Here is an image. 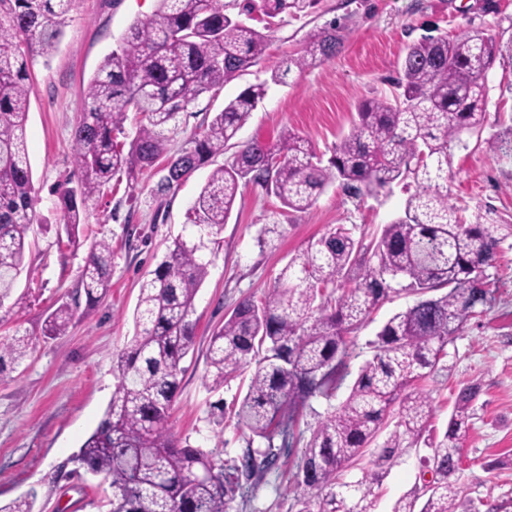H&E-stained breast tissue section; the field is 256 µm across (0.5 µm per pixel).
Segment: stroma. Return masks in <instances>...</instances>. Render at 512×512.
<instances>
[{"mask_svg": "<svg viewBox=\"0 0 512 512\" xmlns=\"http://www.w3.org/2000/svg\"><path fill=\"white\" fill-rule=\"evenodd\" d=\"M481 2L318 0L308 15L287 16L272 25L266 60L180 113L169 134V150L181 151L215 112L248 86L264 82L266 96L239 130L238 141H273L290 128L320 157L329 158L337 138L349 132L357 103L392 94L407 45L427 31L482 32L503 43L512 41V0H494L492 12L482 11ZM157 9L158 0H72L57 53L28 62L26 132L35 219L15 288L26 302L0 324V336L26 331L32 349L21 364L0 371L1 505L33 490L36 512H109L111 488L100 476L76 470L73 458L99 424L115 389L113 366L134 334L140 284L173 239L186 234L187 210L210 167L163 197L153 193L161 177L155 168L134 186L112 181L89 202L73 242L60 227L55 190L64 182L78 186L81 179L72 130L90 79L128 27ZM337 18L347 21L340 52L322 65L291 72L285 83H272L273 65L300 52L310 31ZM486 84L485 127L479 134H463L462 145L455 147L448 195L466 215L487 210L495 223L512 224V56L496 59ZM493 135L502 148L491 153L484 141ZM240 192L195 298L194 348L182 362L169 419L170 432L181 445L219 451L228 468L238 465L247 449L265 442L237 426L234 417L247 375L214 392L204 384L205 349L213 330L241 298H261L289 259L330 226L363 224L380 232L403 212L408 197L404 186L395 184L358 206L331 186L309 210L284 217L279 202L261 188L245 185ZM101 240L112 246L110 292L93 310H78L64 335L43 336L47 315L73 298L85 259ZM486 289L487 304L464 323L423 383L433 399L431 426L439 432L446 428L459 390L472 382L481 385L455 475L457 512H512V245L503 244L496 266L488 268ZM415 300L402 292L371 313L357 333L350 372L372 357L370 343L383 324ZM304 449V443H297L277 467L241 480L229 512H298L303 491L291 477ZM430 453L424 442L405 449L382 480L376 512H392L399 498L420 485L422 461Z\"/></svg>", "mask_w": 512, "mask_h": 512, "instance_id": "obj_1", "label": "stroma"}]
</instances>
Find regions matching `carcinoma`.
I'll return each mask as SVG.
<instances>
[{"label":"carcinoma","mask_w":512,"mask_h":512,"mask_svg":"<svg viewBox=\"0 0 512 512\" xmlns=\"http://www.w3.org/2000/svg\"><path fill=\"white\" fill-rule=\"evenodd\" d=\"M72 0H0V308L20 275L34 220L35 189L26 146L28 58L58 50ZM315 0H160L157 13L133 23L120 49L91 78L73 127L77 188L58 187L64 229L78 234L83 210L113 177L134 186L162 158L156 193L176 189L236 137L263 100L266 84L243 90L194 134L179 154H168L165 130L201 94L236 78L267 56V31L281 15L307 14ZM267 19L258 30L241 16ZM345 24L333 20L311 31L303 50L272 70L283 82L336 56ZM500 43L479 33L423 35L408 45L393 98L371 97L355 107L351 131L327 164L287 129L274 143L240 145L232 161L213 169L189 209V232L177 237L140 288L135 334L117 357L118 382L97 428L73 462L103 477L112 489L109 512H227L239 476L278 465L306 402L331 400L348 375L353 335L391 295H421L394 314L372 343L342 404L312 430L298 466L305 486L299 512H375L385 471L403 449L417 444L433 414L419 388L463 324L486 302L473 279L494 266L512 224L485 215L467 223L448 199L452 151L465 132H481L486 118V74ZM134 118L130 141L118 140ZM411 181L403 214L378 238L357 225L327 229L280 271L256 300L241 299L213 332L206 387L218 390L251 368L235 416L237 425L267 441L247 449L241 465L225 469L215 453L182 446L168 420L194 343L195 297L216 257L217 236L239 189L249 183L278 199L282 214L310 209L330 185L360 200L394 182ZM112 286V246L89 251L77 287L87 306ZM448 292L435 296L433 292ZM80 302L63 303L44 322L43 335L64 333ZM30 340L20 331L0 339V363L24 360ZM480 384L458 393L442 436L430 443V479L400 498L392 512H456L462 440ZM396 415L373 468L346 473ZM282 447H274L276 434ZM30 491L0 512H34Z\"/></svg>","instance_id":"obj_1"}]
</instances>
